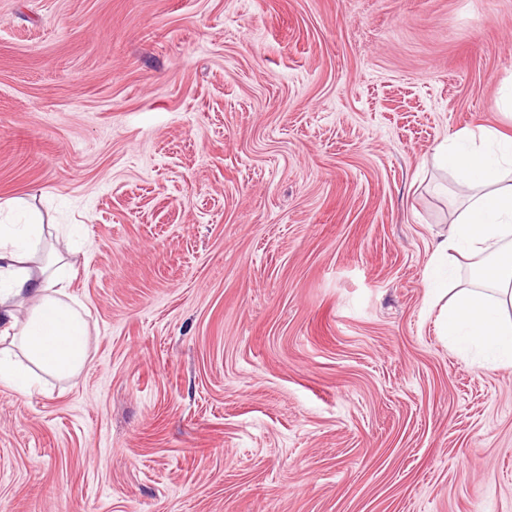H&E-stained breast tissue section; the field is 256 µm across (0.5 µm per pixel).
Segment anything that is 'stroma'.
<instances>
[{"label": "stroma", "mask_w": 512, "mask_h": 512, "mask_svg": "<svg viewBox=\"0 0 512 512\" xmlns=\"http://www.w3.org/2000/svg\"><path fill=\"white\" fill-rule=\"evenodd\" d=\"M510 96L512 0H0V221L89 323L0 382V512H512V366L431 297Z\"/></svg>", "instance_id": "1"}]
</instances>
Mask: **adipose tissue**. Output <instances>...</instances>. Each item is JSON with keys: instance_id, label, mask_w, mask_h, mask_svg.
<instances>
[{"instance_id": "1", "label": "adipose tissue", "mask_w": 512, "mask_h": 512, "mask_svg": "<svg viewBox=\"0 0 512 512\" xmlns=\"http://www.w3.org/2000/svg\"><path fill=\"white\" fill-rule=\"evenodd\" d=\"M469 195L458 220L437 243L434 259L479 268L473 287L454 290L439 324L450 340L512 365V135L477 125L441 151ZM44 226L0 225V380L21 393L38 390V375L67 378L88 360L89 324L69 293L70 264L35 265ZM21 345L25 359L11 348Z\"/></svg>"}]
</instances>
